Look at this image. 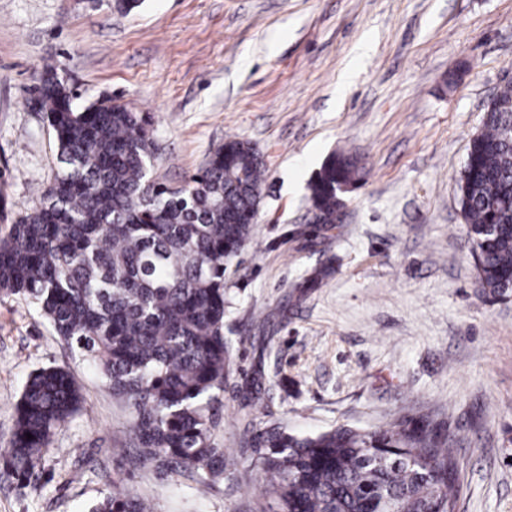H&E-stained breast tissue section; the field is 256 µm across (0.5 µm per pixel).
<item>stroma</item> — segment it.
<instances>
[{
    "label": "stroma",
    "instance_id": "obj_1",
    "mask_svg": "<svg viewBox=\"0 0 512 512\" xmlns=\"http://www.w3.org/2000/svg\"><path fill=\"white\" fill-rule=\"evenodd\" d=\"M0 0V234L57 170L32 105L44 64L85 106L149 114L153 176L177 187L225 140L265 163L252 238L226 283L229 380L214 431L233 478L199 492L135 446L130 408L37 307L0 297V448L28 375L63 366L83 397L39 490L0 466V512H87L121 487L153 512H274L250 435L375 431L424 418L455 441L456 512H512V291L482 288L457 179L512 78V0ZM362 178L335 224L308 185L334 152ZM319 287L299 292L315 269ZM265 393L252 403L253 381Z\"/></svg>",
    "mask_w": 512,
    "mask_h": 512
}]
</instances>
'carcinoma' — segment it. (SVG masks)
Masks as SVG:
<instances>
[{
    "label": "carcinoma",
    "instance_id": "cac0c4a2",
    "mask_svg": "<svg viewBox=\"0 0 512 512\" xmlns=\"http://www.w3.org/2000/svg\"><path fill=\"white\" fill-rule=\"evenodd\" d=\"M54 66L38 86L63 171L0 237V295L39 308L56 336L97 370L134 414L144 454L207 488L234 471L212 431L228 378L224 281L251 239L263 162L229 138L178 192L151 175L150 124L109 98L78 110ZM356 159L333 153L309 183L317 223L334 224ZM482 287L512 289V85L485 108L458 179ZM68 369L32 373L16 405L6 467L33 490L55 431L79 410ZM32 438H26V434ZM249 467L279 512H454L456 462L448 437L424 419L296 438L254 435ZM88 512H151L114 491Z\"/></svg>",
    "mask_w": 512,
    "mask_h": 512
}]
</instances>
